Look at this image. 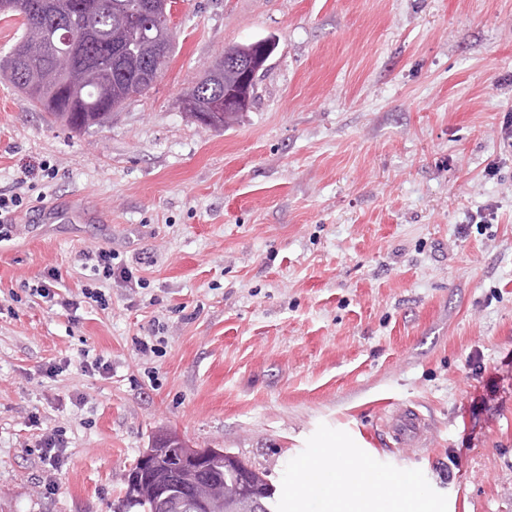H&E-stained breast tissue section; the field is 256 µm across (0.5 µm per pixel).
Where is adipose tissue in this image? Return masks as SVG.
Wrapping results in <instances>:
<instances>
[{
    "instance_id": "ef3b65f1",
    "label": "adipose tissue",
    "mask_w": 512,
    "mask_h": 512,
    "mask_svg": "<svg viewBox=\"0 0 512 512\" xmlns=\"http://www.w3.org/2000/svg\"><path fill=\"white\" fill-rule=\"evenodd\" d=\"M346 446L345 439L328 435L321 441L317 455L307 463L322 480L323 512H430L425 496L394 497L387 494L385 487L390 481L389 475L353 464L345 452ZM339 483L349 485V497L334 494L333 489Z\"/></svg>"
}]
</instances>
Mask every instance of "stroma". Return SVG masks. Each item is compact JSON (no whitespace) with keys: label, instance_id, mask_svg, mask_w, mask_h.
Returning <instances> with one entry per match:
<instances>
[{"label":"stroma","instance_id":"stroma-1","mask_svg":"<svg viewBox=\"0 0 512 512\" xmlns=\"http://www.w3.org/2000/svg\"><path fill=\"white\" fill-rule=\"evenodd\" d=\"M171 26L153 89L102 128L0 81V193H23L0 244V512H117L161 430L266 468L276 512H317L297 473L327 433L444 512H512V0H177ZM267 35L237 124L180 111ZM93 244L140 284L73 317L33 295L50 269L89 284ZM388 405L428 419L425 447L390 446ZM33 414L66 432L61 471Z\"/></svg>","mask_w":512,"mask_h":512}]
</instances>
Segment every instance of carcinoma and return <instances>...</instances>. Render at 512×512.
I'll return each instance as SVG.
<instances>
[{
    "label": "carcinoma",
    "mask_w": 512,
    "mask_h": 512,
    "mask_svg": "<svg viewBox=\"0 0 512 512\" xmlns=\"http://www.w3.org/2000/svg\"><path fill=\"white\" fill-rule=\"evenodd\" d=\"M6 18L21 17V34L0 56V80L10 83L53 123L80 132L112 121V115L135 97L146 95L162 73L173 49L169 19L155 18L160 0H10ZM160 25L154 43L138 38L137 26ZM54 28L80 33L74 45L50 49L42 34ZM278 47L272 37L224 49L205 68L184 96L193 100L189 116L224 130L234 125L256 97L259 72ZM244 106L213 111L215 98L241 99ZM214 477L199 495L224 512H271L273 498L264 470L250 466L251 490L244 493L240 470L244 461L224 448L211 453ZM150 485L126 487L119 512H155Z\"/></svg>",
    "instance_id": "1"
}]
</instances>
